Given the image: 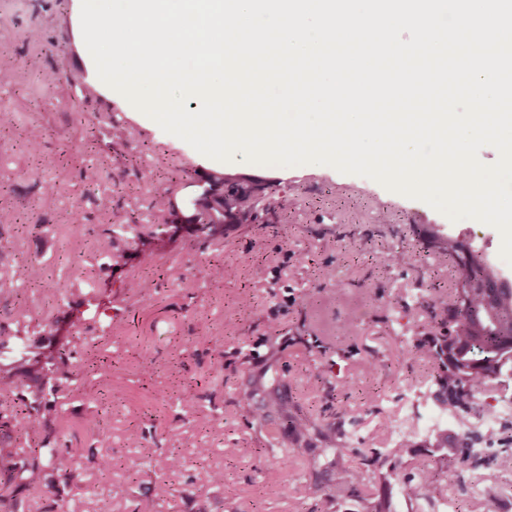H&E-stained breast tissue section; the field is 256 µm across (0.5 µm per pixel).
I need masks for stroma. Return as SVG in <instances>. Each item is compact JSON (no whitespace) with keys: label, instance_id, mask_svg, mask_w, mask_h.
<instances>
[{"label":"stroma","instance_id":"35a3bbf8","mask_svg":"<svg viewBox=\"0 0 512 512\" xmlns=\"http://www.w3.org/2000/svg\"><path fill=\"white\" fill-rule=\"evenodd\" d=\"M0 53L14 68L0 81V329L90 367L79 381L58 375L44 408L76 449L77 472L67 482L45 469L41 489L23 494L27 512H370L382 494L390 512H433L415 478L425 460L456 471L453 512H512V467L497 457L420 448L397 466L388 456L402 396L434 368L410 350L455 266L438 259L427 227L490 257L502 250L496 227L449 223L329 166L211 162L103 90L76 0H7ZM215 169L270 180L287 207L205 240L187 222L189 200ZM159 195L169 214L157 212ZM415 212L427 224L411 223ZM115 224L124 235H108ZM34 258L36 283L22 274ZM135 280L146 294L130 290ZM254 382L263 391L242 402ZM272 397L282 412L257 421ZM96 433L116 462L108 477L87 459ZM172 452L179 468H155ZM356 466L364 483L326 497ZM217 471L223 484L209 478ZM275 481L286 494H264Z\"/></svg>","mask_w":512,"mask_h":512}]
</instances>
